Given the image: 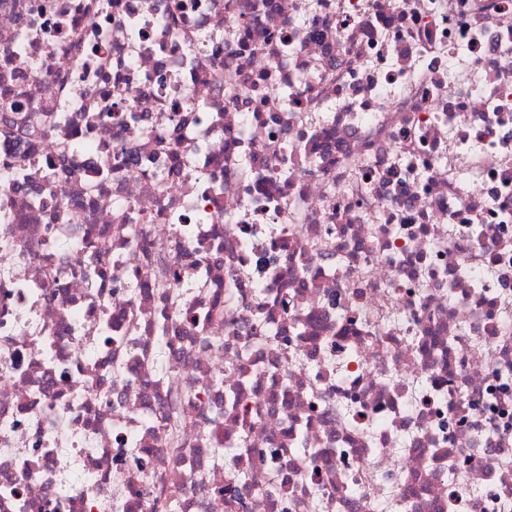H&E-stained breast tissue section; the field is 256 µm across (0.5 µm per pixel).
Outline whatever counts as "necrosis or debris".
<instances>
[{"mask_svg":"<svg viewBox=\"0 0 512 512\" xmlns=\"http://www.w3.org/2000/svg\"><path fill=\"white\" fill-rule=\"evenodd\" d=\"M3 129L0 512H512V0H0Z\"/></svg>","mask_w":512,"mask_h":512,"instance_id":"necrosis-or-debris-1","label":"necrosis or debris"}]
</instances>
